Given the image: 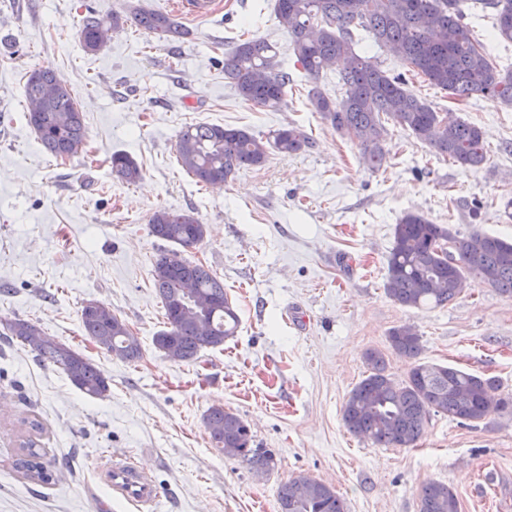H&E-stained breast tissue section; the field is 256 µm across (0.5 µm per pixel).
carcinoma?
Listing matches in <instances>:
<instances>
[{
  "label": "carcinoma",
  "mask_w": 512,
  "mask_h": 512,
  "mask_svg": "<svg viewBox=\"0 0 512 512\" xmlns=\"http://www.w3.org/2000/svg\"><path fill=\"white\" fill-rule=\"evenodd\" d=\"M477 3L494 11L496 37L512 43V0ZM84 10L79 36L90 52L102 48V32L127 25L167 41L188 34L175 18L160 11L133 7L126 14L104 15L88 6ZM274 10L291 40L296 62L310 80L315 82L322 73L341 67L343 98L336 102L314 86L308 93L309 104L322 120L359 146L372 168L380 169L386 159V120L463 167L484 163L480 127L458 119L444 120L427 101L406 89L403 75L391 76L366 65L354 50V31L362 29L375 43L401 57L414 73L456 100L482 94L512 105V69H497L486 48L474 39L464 22L463 0H275ZM224 81L242 101L275 108L284 102L290 77L269 42L246 39L224 52ZM25 94L28 121L48 153L66 159L85 151L87 129L82 112L69 87L52 69L32 70ZM309 145L310 138L292 126L277 130L265 142L243 129L198 124L179 133L176 152L181 167L197 182L218 185L243 167L263 164L270 147L298 153ZM112 171L127 183L142 177L139 166L123 153L112 155ZM149 231L189 248L204 239L206 228L192 211L158 210L150 219ZM386 269L385 292L403 307H444L461 293V283L470 276L512 298V240L479 231L461 236L416 211L405 213L395 225ZM153 280L168 325L154 337L158 350L173 346L179 361L190 362L202 350L224 345L237 332L239 316L224 292V282L204 265L177 252H165L155 261ZM199 303L209 322L206 330L199 326ZM81 323L104 353L110 355L118 348L121 359L143 357L138 338L116 314L101 313L86 303ZM5 330L39 362L62 370L84 394L92 398L108 395L110 382L105 372L37 324L16 319ZM389 342L396 354L411 360L407 379L394 382L382 353L369 350L365 353L367 375L351 390L342 410L346 428L373 445L416 446L432 411L474 423L483 419L491 405L507 406V401L496 398L499 386L494 379L420 361L423 346L414 327L393 328ZM25 426L16 467L46 483L51 474L41 463L37 438L42 424L33 419ZM205 426L217 448L237 449L236 457L252 469L266 471L274 464L272 452L254 446L250 428L235 413L213 406L205 415ZM277 498L280 512H347L333 487L305 476L282 484ZM420 512H459L457 495L447 484L430 481L421 489Z\"/></svg>",
  "instance_id": "carcinoma-1"
}]
</instances>
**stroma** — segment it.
<instances>
[{
	"label": "stroma",
	"mask_w": 512,
	"mask_h": 512,
	"mask_svg": "<svg viewBox=\"0 0 512 512\" xmlns=\"http://www.w3.org/2000/svg\"><path fill=\"white\" fill-rule=\"evenodd\" d=\"M77 3L0 0V329L17 318L36 323L98 364L111 391L89 397L60 369L0 340V512H141L102 476L113 453L151 476L155 512H278V486L299 475L335 487L349 512H419L432 480L456 491L460 512H512V408H490L472 426L431 414L414 448L376 447L342 419L367 350L385 352L391 378L406 377L408 362L388 346L402 324L421 337L423 361L496 379L499 396L512 397V298L474 282L447 306L413 309L384 290L405 212L462 235L512 240V108L488 95L454 99L357 30L368 64L407 75L411 93L481 127L486 141L485 162L465 168L391 125L388 161L374 171L312 112V86L336 101L344 91L336 72L314 83L295 66L274 0H220L218 14L187 22V36L174 42L127 26L96 52L80 42ZM465 20L492 63L511 68L512 44L494 39L492 11L470 8ZM247 38L273 44L291 77L279 107L246 104L224 81L228 44ZM41 67L82 104L88 142L78 157L47 153L27 121L24 86ZM197 122L264 139L291 125L311 145L270 150L264 165L206 186L176 153L180 130ZM116 152L140 167L139 182L113 176ZM187 208L207 233L182 255L223 281L240 322L222 347L179 362L153 344L167 327L153 268L173 245L150 234L149 220ZM88 300L126 320L140 360L109 356L85 336ZM216 405L273 453L270 470L214 447L204 417ZM31 418L43 425L47 484L14 466Z\"/></svg>",
	"instance_id": "stroma-1"
}]
</instances>
